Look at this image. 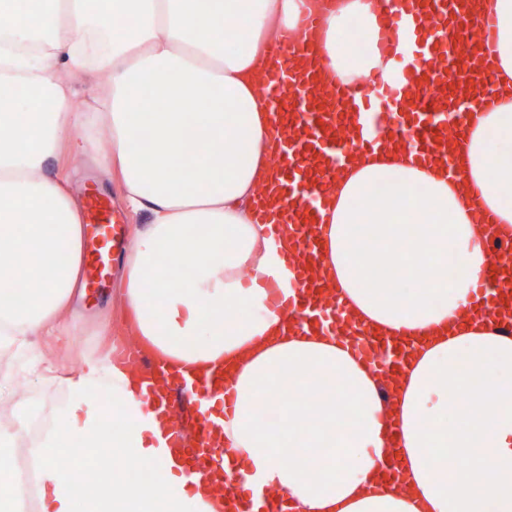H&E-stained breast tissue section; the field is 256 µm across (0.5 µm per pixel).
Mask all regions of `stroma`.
I'll list each match as a JSON object with an SVG mask.
<instances>
[{
	"label": "stroma",
	"mask_w": 512,
	"mask_h": 512,
	"mask_svg": "<svg viewBox=\"0 0 512 512\" xmlns=\"http://www.w3.org/2000/svg\"><path fill=\"white\" fill-rule=\"evenodd\" d=\"M86 129H67L71 149L64 159L68 186L73 197H80L86 179H94L112 199L116 210H123L120 190L108 169L110 150L104 140L85 145ZM76 326L47 339L27 338L12 347L0 349V380L8 393L0 398V418H13L27 411L32 417L56 415L65 404L68 380L78 377L87 362L107 355L113 340L131 335V315L118 286L96 305L79 302Z\"/></svg>",
	"instance_id": "stroma-1"
}]
</instances>
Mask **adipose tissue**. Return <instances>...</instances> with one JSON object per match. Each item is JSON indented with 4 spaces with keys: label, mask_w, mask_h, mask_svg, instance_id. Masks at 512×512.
<instances>
[{
    "label": "adipose tissue",
    "mask_w": 512,
    "mask_h": 512,
    "mask_svg": "<svg viewBox=\"0 0 512 512\" xmlns=\"http://www.w3.org/2000/svg\"><path fill=\"white\" fill-rule=\"evenodd\" d=\"M306 0H0V335L49 336L80 286L82 217L55 167L70 75L101 78L98 126L112 177L142 224L123 295L147 348L181 371L234 369L224 437L260 484L288 494L285 512H512V339L480 324L444 328L473 301L488 265L476 207L512 224V0H490L500 97L479 110L458 179L415 154L375 149L345 166L322 211L324 265L354 309L390 333H433L410 363L397 418L407 490L378 485L388 463L379 382L325 331L292 336L267 291L241 272L274 276L290 244L255 223L248 201L272 189L277 147L258 87L264 44L295 29ZM377 32L365 0L323 18L315 41L327 73L349 83L396 76L375 43L342 40L351 21ZM376 251L384 266H371ZM39 290H31L32 281ZM279 391L275 421L256 418L257 391ZM137 375L112 362L71 383V406L31 450L51 512H223L190 489L145 414ZM72 442L98 476L89 494L51 449Z\"/></svg>",
    "instance_id": "ef3b65f1"
}]
</instances>
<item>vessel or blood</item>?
Listing matches in <instances>:
<instances>
[{
    "mask_svg": "<svg viewBox=\"0 0 512 512\" xmlns=\"http://www.w3.org/2000/svg\"><path fill=\"white\" fill-rule=\"evenodd\" d=\"M371 3L379 16L377 47L385 58L398 56L402 29L414 35L412 60L403 66L407 84L388 83L375 75L367 84L344 92L323 85L310 40L318 19L309 13L297 31L268 45L269 66L261 90L275 113L279 149L274 161L287 181L277 194H258L252 201V216L292 243L286 260L298 286L289 298L271 289L269 308L287 315L293 333L329 320L333 332L348 338L353 351L372 362L389 384L402 370L409 345L346 316L320 260V211L328 206L327 188L340 159L353 155L345 147L349 140L361 148L412 145L454 170L455 137L474 121L482 99L496 90L494 63L483 53L494 38L496 23L485 0ZM83 202L82 278L86 299L93 304L112 278L125 229L96 183L84 186ZM477 291L484 314L512 334V248L492 256ZM115 360L137 367L146 382L141 396L144 411L167 419L166 447L184 460L186 474L196 476L205 493L223 499L224 512H282L283 496L271 489L265 492L261 510H254L237 477L225 474L219 465L229 452L221 425L195 407L194 397L220 394L225 414H232L236 394L223 369L185 376L166 371L140 351L116 355Z\"/></svg>",
    "mask_w": 512,
    "mask_h": 512,
    "instance_id": "b4317fda",
    "label": "vessel or blood"
}]
</instances>
